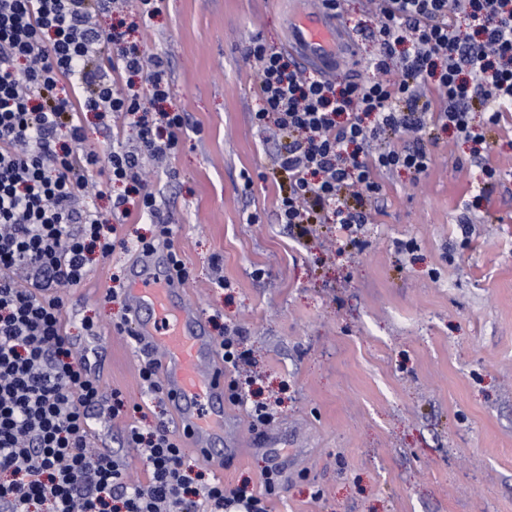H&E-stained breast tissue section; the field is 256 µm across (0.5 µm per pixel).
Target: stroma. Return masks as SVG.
Here are the masks:
<instances>
[{
	"instance_id": "35a3bbf8",
	"label": "stroma",
	"mask_w": 512,
	"mask_h": 512,
	"mask_svg": "<svg viewBox=\"0 0 512 512\" xmlns=\"http://www.w3.org/2000/svg\"><path fill=\"white\" fill-rule=\"evenodd\" d=\"M374 9L343 0L352 52L335 83L372 79ZM97 29L167 54L165 108L186 119L169 174L151 177L160 223L133 216L118 233L152 241L169 224L188 300L214 341L243 330L247 378L278 404L268 426L225 404L236 450L218 464L189 448L185 464L257 493L262 472L279 466L269 512H512V111L490 126L471 112L489 143L478 156L434 125L403 135L399 146L421 144L432 163L379 174L361 244H301L277 220L288 175L252 124L257 72L246 57L257 36L287 51L286 0H163L151 17L129 0ZM81 125L86 151L136 138L108 114L82 113ZM486 165L501 172L489 186ZM133 259L93 254L87 278L63 291L76 351L95 344L105 395L125 403L111 433L95 437L112 448L127 426L176 424L165 398L140 383L147 355L118 329Z\"/></svg>"
}]
</instances>
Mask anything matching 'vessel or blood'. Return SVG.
<instances>
[{"mask_svg": "<svg viewBox=\"0 0 512 512\" xmlns=\"http://www.w3.org/2000/svg\"><path fill=\"white\" fill-rule=\"evenodd\" d=\"M288 45L311 70L330 75V66L349 51L336 14L293 0L288 13ZM124 302L138 344L161 354L163 394L180 432L203 458L223 443L224 367L201 313L184 300L185 290L168 272V250L139 254L128 269Z\"/></svg>", "mask_w": 512, "mask_h": 512, "instance_id": "obj_1", "label": "vessel or blood"}]
</instances>
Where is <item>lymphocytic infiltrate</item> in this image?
<instances>
[{
	"instance_id": "1",
	"label": "lymphocytic infiltrate",
	"mask_w": 512,
	"mask_h": 512,
	"mask_svg": "<svg viewBox=\"0 0 512 512\" xmlns=\"http://www.w3.org/2000/svg\"><path fill=\"white\" fill-rule=\"evenodd\" d=\"M116 7L0 0V512H196L202 503L208 512H265L262 496L185 466L181 441L165 426L123 434V447L145 458L143 483L128 481L118 451L92 445L97 421L118 417L124 404H105L96 349L75 351L61 289L86 279L89 252L105 257L116 248L111 217H154L159 207L149 191L119 196L107 218L81 198L94 170L112 185L137 183L145 161L174 152L185 125L179 112H162L157 126L140 113L134 77L148 75L153 101L173 93L162 56L135 45L105 54L93 16ZM457 10L469 35L448 21ZM380 15L373 81L339 88L261 40L248 48L260 63L252 121L291 139L274 162L292 178L278 220L297 239L316 233L327 213L357 243L381 190L378 173L429 168L423 146L399 149L393 137L421 132L434 118L480 146L486 139L470 120L472 99L481 98L490 125L512 109V0H381ZM394 62L401 75L391 82L384 75ZM431 88L446 102L434 117ZM81 112L120 116L137 127L136 145L77 151ZM18 268L26 283L15 279ZM241 336L227 331L219 344L234 404L248 399L235 376L245 359Z\"/></svg>"
}]
</instances>
